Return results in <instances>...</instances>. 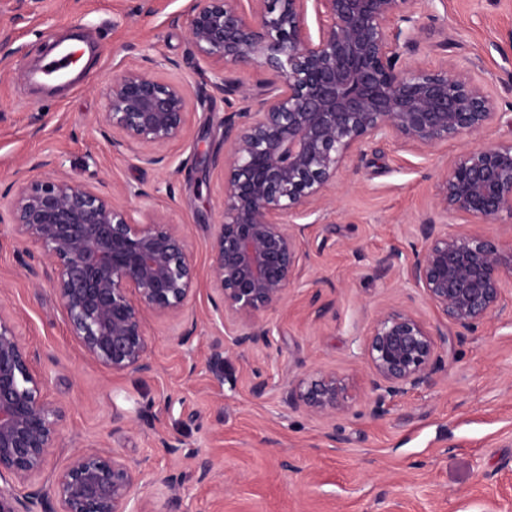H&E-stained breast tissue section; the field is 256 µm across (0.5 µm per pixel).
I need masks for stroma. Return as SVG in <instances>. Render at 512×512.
Returning <instances> with one entry per match:
<instances>
[{"instance_id": "1", "label": "stroma", "mask_w": 512, "mask_h": 512, "mask_svg": "<svg viewBox=\"0 0 512 512\" xmlns=\"http://www.w3.org/2000/svg\"><path fill=\"white\" fill-rule=\"evenodd\" d=\"M192 0H0V214L4 189L37 177L30 161L52 155L72 181L111 196L141 189L128 203L142 217L164 216L184 229L198 277L187 314L197 321L179 343L181 320L147 324L153 370L113 375L72 342L49 283L20 268L21 244L0 223V301L13 310L22 339L42 353L48 393L66 409L58 448L39 480L51 482L79 449L101 444L145 472L184 473L179 512H512V293L503 312L466 340L449 336L433 382L369 413L363 358L377 311H437L402 268L378 260L410 254L415 227L431 215L437 174L450 156L491 144L492 125L426 152L382 138L366 147L333 186L327 212L304 218L303 274L285 301L260 313L273 330L269 348L224 347L209 361L214 330L210 242L220 220L224 179V101L197 97L215 74L190 48L185 18ZM429 38L409 61L429 68H474L501 111L512 115V0H418ZM80 28L96 48L88 77L53 96L34 92L28 70ZM155 68L189 87L190 126L163 152L164 169L143 166L137 149L112 151L101 89L119 66ZM332 369L349 384L348 408L334 419L288 409L289 379ZM268 382L264 397L251 391ZM338 442H331L329 432ZM179 438L171 454L160 436ZM213 465L198 481L184 454ZM294 468L284 471L281 460Z\"/></svg>"}]
</instances>
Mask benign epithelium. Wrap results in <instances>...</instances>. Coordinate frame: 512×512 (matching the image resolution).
<instances>
[{
	"mask_svg": "<svg viewBox=\"0 0 512 512\" xmlns=\"http://www.w3.org/2000/svg\"><path fill=\"white\" fill-rule=\"evenodd\" d=\"M417 2L193 0V54L219 72L265 75L255 91L227 78L210 84L228 109L224 207L210 243L214 311L222 327L242 325L230 334L234 347L272 346L271 328L254 319L283 302L302 274L296 220L326 209L329 188L364 145L390 136L428 150L496 120V101L471 70L405 62L427 33ZM102 94L110 145L136 144L143 164L164 165L160 148L183 138L189 123L188 87L133 64ZM9 192L13 231L34 246L19 263L52 286L80 348L116 374L150 370L147 317H181L196 292L181 226L142 219L123 202L141 195L130 187L110 198L53 173ZM432 211L417 227L421 247L407 276L461 341L500 313L512 288V237L483 230L512 217V136L454 156L438 176ZM450 215L466 225L448 231L439 220ZM446 341L440 322L405 308L377 312L363 344L373 416L431 383ZM40 358L1 304L0 478L9 475L18 490H0V512H136L137 465L94 445L75 452L52 485L36 482L66 416L47 393ZM346 399L336 372L317 369L289 381L283 403L331 419Z\"/></svg>",
	"mask_w": 512,
	"mask_h": 512,
	"instance_id": "benign-epithelium-1",
	"label": "benign epithelium"
}]
</instances>
